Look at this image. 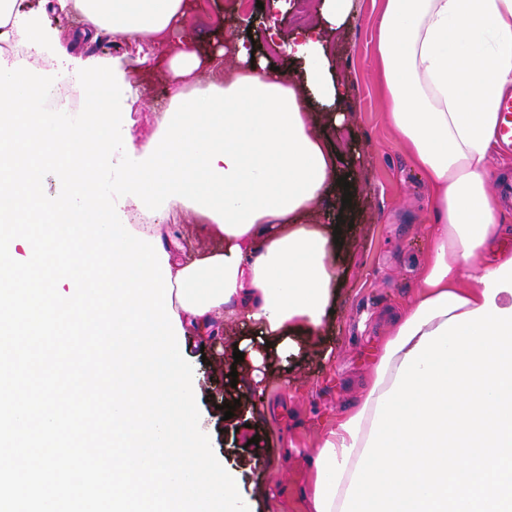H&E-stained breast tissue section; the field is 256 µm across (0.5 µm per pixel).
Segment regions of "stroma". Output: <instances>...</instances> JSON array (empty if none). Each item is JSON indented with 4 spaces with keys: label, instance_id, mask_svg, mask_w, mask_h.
Here are the masks:
<instances>
[{
    "label": "stroma",
    "instance_id": "stroma-1",
    "mask_svg": "<svg viewBox=\"0 0 512 512\" xmlns=\"http://www.w3.org/2000/svg\"><path fill=\"white\" fill-rule=\"evenodd\" d=\"M182 28L168 43L132 41L109 34L113 47L101 59L120 60L138 98L126 104L138 143L155 132L169 101L168 47L189 40L199 56L224 47L228 35L273 32L284 44L314 23L313 0H189ZM380 0H354L339 31L330 33L331 71L340 85L333 124L315 111V127L330 134L340 154L342 175L356 185L347 244L336 259L340 287L322 335L305 344L293 360L270 357L261 384L246 366L229 379L230 346L249 328L221 317L220 339L187 338L186 357L199 380L200 426L212 437L217 455L241 465L242 494L253 512H306L307 486L318 442L337 416L360 400L371 374L373 350L414 293L416 272L428 247V187L388 126L373 68L374 36ZM192 210L170 212L163 234L180 240L185 259L209 251L213 242L200 231ZM238 400L237 421L224 422L226 400Z\"/></svg>",
    "mask_w": 512,
    "mask_h": 512
}]
</instances>
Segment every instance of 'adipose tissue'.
<instances>
[{
    "label": "adipose tissue",
    "mask_w": 512,
    "mask_h": 512,
    "mask_svg": "<svg viewBox=\"0 0 512 512\" xmlns=\"http://www.w3.org/2000/svg\"><path fill=\"white\" fill-rule=\"evenodd\" d=\"M43 3L56 13L80 11L87 37L109 31L158 42L182 25L186 11V0ZM486 35L492 45L474 53L472 43ZM12 38L34 49L53 41L39 13L23 9L21 0H0V40ZM288 52L304 63L302 81L271 70L242 42L229 69L222 54L203 60L185 44L173 48L168 60L175 95L191 93L203 67L224 90L244 77L292 90L303 132L324 158L320 188L292 212L260 216L241 235L225 233L205 218L204 229L217 246L189 262L178 239L166 247L172 308L185 335L214 336L222 314L240 319L261 339L245 350L256 368L272 355L299 356L302 337L321 335L338 288L334 227L314 222L312 214L326 191L340 196L344 189L337 184L336 148L315 130L307 100L331 104L340 90L329 74L321 31H304ZM374 67L387 122L429 187L432 245L417 271V290L385 339L360 401L322 438L307 512H341L377 400L392 387L405 355L450 317L483 306L484 275L512 259V247L501 240L500 209L487 188L498 144V105L512 90V0H380Z\"/></svg>",
    "instance_id": "obj_1"
}]
</instances>
